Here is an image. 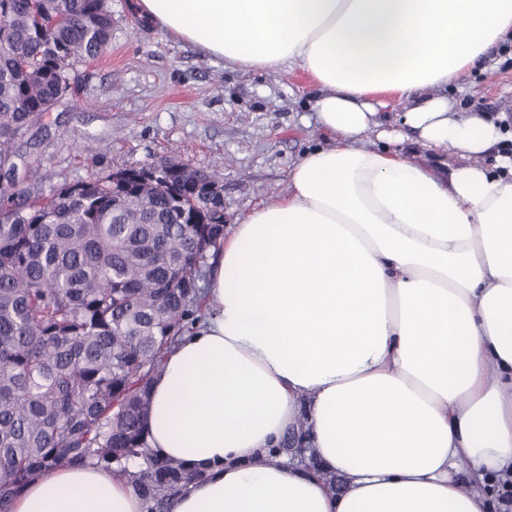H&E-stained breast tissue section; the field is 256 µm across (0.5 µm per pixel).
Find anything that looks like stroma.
I'll list each match as a JSON object with an SVG mask.
<instances>
[{
    "label": "stroma",
    "mask_w": 512,
    "mask_h": 512,
    "mask_svg": "<svg viewBox=\"0 0 512 512\" xmlns=\"http://www.w3.org/2000/svg\"><path fill=\"white\" fill-rule=\"evenodd\" d=\"M134 0H108L112 38L80 66L79 92L43 119L30 147L43 185L85 181L116 168L175 158L224 166V222L288 191L293 164L327 145L313 109L315 89L298 73L242 70L163 34ZM463 106L512 116V44L495 46L467 79L448 88ZM104 145L92 160L89 149Z\"/></svg>",
    "instance_id": "obj_1"
}]
</instances>
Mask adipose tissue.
<instances>
[{"label":"adipose tissue","instance_id":"ef3b65f1","mask_svg":"<svg viewBox=\"0 0 512 512\" xmlns=\"http://www.w3.org/2000/svg\"><path fill=\"white\" fill-rule=\"evenodd\" d=\"M134 7L230 65L302 71L331 138L225 231L203 313L151 380L146 445L197 473L170 512H489L486 485L512 479V120L438 90L512 38V0ZM409 135L453 164L408 156ZM299 424L316 467L278 452ZM11 510L147 504L113 470L61 465Z\"/></svg>","mask_w":512,"mask_h":512}]
</instances>
